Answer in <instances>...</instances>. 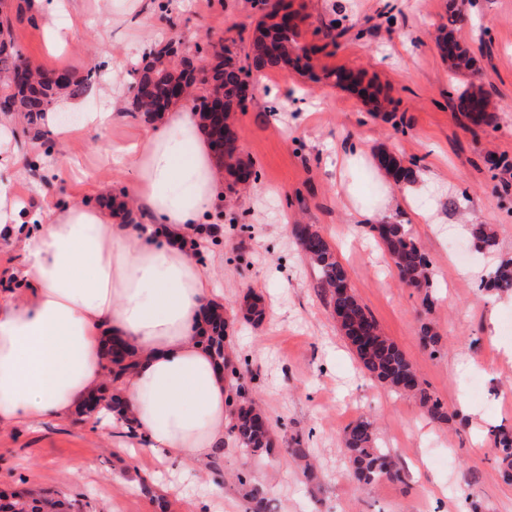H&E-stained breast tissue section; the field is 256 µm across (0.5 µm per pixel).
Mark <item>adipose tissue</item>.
I'll return each mask as SVG.
<instances>
[{"mask_svg": "<svg viewBox=\"0 0 512 512\" xmlns=\"http://www.w3.org/2000/svg\"><path fill=\"white\" fill-rule=\"evenodd\" d=\"M111 155L143 226L113 223L110 209L83 201L26 225L0 183V236L19 247L22 286L0 294V427L73 419L103 384L117 338L135 360L116 383L134 426L121 450L203 465L223 453L229 422L226 377L200 341L204 307L223 300L199 259L200 226L221 215L224 181L187 103ZM155 220L167 226L160 244Z\"/></svg>", "mask_w": 512, "mask_h": 512, "instance_id": "obj_1", "label": "adipose tissue"}]
</instances>
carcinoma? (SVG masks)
Returning a JSON list of instances; mask_svg holds the SVG:
<instances>
[{
	"instance_id": "obj_1",
	"label": "carcinoma",
	"mask_w": 512,
	"mask_h": 512,
	"mask_svg": "<svg viewBox=\"0 0 512 512\" xmlns=\"http://www.w3.org/2000/svg\"><path fill=\"white\" fill-rule=\"evenodd\" d=\"M270 8V12L261 15L257 22L250 53L246 54L248 65L227 60L224 53L216 51L211 63V79H198L194 70L178 62L176 48L180 38L170 37L165 43L154 44L134 67L136 83L146 89V93L133 100V109L145 119L152 121L162 117L171 102H162L171 85H183L191 99L196 101L199 111H204L209 95V82L213 81L224 89V157L227 165L224 171L233 178V184L246 182L252 178L253 171L238 154L237 138L230 127L231 113L244 108L248 98L245 78L250 72H272L288 67L298 69L308 67L302 60L308 59V49L301 44L302 32L299 26L285 28L278 22L280 11L291 8V4L279 0H261ZM0 99L10 102L8 117H18L31 127L40 126L43 113L52 110L51 104L62 95L76 96L92 83L94 72L88 71L85 78L75 81L72 73L61 70L64 79L54 84L43 80V72L33 68L32 80L20 85L16 74L22 63V54L11 37V19H0ZM373 84H363L358 80L354 88L364 92V97L372 102L370 111L382 112L388 96L377 97L372 93ZM377 159L385 174L398 183H410L415 179L413 168L390 152L381 150ZM370 230L389 255L399 278L407 285L417 288L432 287V267L428 254L414 239L410 230L403 224H372ZM293 232L298 246L312 267L316 270L313 285L326 306L337 315V323L343 336L349 342L357 360L368 375L397 393L416 397L427 415L438 422L448 421V412L442 402L432 396L422 386L417 373L405 353L392 341L382 335L378 323L358 301L344 266L337 260L329 242L312 224H296ZM470 234L480 249L492 251L496 246L493 231L485 224H473ZM486 289H512V258L500 262L490 280L484 284ZM241 312L243 317L259 321L263 309L254 296L245 298ZM207 346L215 358L224 366L230 379L228 408L230 415L229 432L240 449L249 455H270L276 447L272 425L265 413L253 402L245 399V393L237 381L239 370L235 360L228 352L226 343V323L213 315L205 320ZM421 340L431 352L438 351L441 337L434 328L424 323L420 329ZM133 366L128 354H120L112 359L111 379L115 380L127 374ZM106 405L114 413L116 422L124 424L127 416L119 393L94 397L91 407ZM499 450L498 461L505 477L512 476V430L497 426L488 429ZM343 446L357 482L363 486L372 485L386 478L392 481H405L403 469L393 462L389 452L377 444L373 424L364 419L348 427L343 436ZM288 455L311 471L309 449L302 437L295 436L286 448ZM251 504V512H268L266 492L252 487L245 493ZM0 512H82L79 501L67 503L48 496L12 499L0 504Z\"/></svg>"
}]
</instances>
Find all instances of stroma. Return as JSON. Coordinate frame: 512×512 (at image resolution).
<instances>
[{"mask_svg": "<svg viewBox=\"0 0 512 512\" xmlns=\"http://www.w3.org/2000/svg\"><path fill=\"white\" fill-rule=\"evenodd\" d=\"M20 0H6L16 47L46 71L69 68L84 77L97 67L96 95L80 94L82 111L64 110L76 126L81 112L108 106L121 93L114 85L117 59L139 56L171 33L191 41L224 40L237 57L249 49L257 0H69V15L84 22L75 38L49 46L45 19H16ZM307 20L304 41L320 46L313 55V82L294 70L265 74L256 82L234 127L242 156L259 173L247 189L224 194V235L210 242L230 322V347L243 368L247 397L269 417L281 450L272 456L244 455L225 440L219 460L229 481L208 469L174 468L149 453L116 451L122 429L98 432L90 418L68 424L0 428V492L52 490L86 503V512H186L209 501L214 512H250L238 475L261 484L270 512H512V481L504 480L490 427L512 428V363L503 346L512 334V296L481 289L479 280L459 278L460 266L489 268L512 258V0H293ZM155 12L158 25L144 33L127 22L132 12ZM456 12L454 37L473 59L457 75L435 37ZM348 32L334 45L325 34L332 22ZM354 69L377 78L394 100V121L372 115L352 92L333 87L325 72ZM480 85L497 109L483 121L460 111V84ZM136 113L91 133H73L65 143L43 148L35 129L12 126L0 147V179L11 181L24 211L60 207L72 200L97 203L130 188L117 177L106 150L139 132ZM357 153L330 163L333 147ZM385 149L415 172L434 171L416 204L436 207L434 229L414 230L436 273L431 292L405 286L369 227L382 219L407 221L400 189L381 174L375 152ZM24 171H17L15 158ZM316 225L347 269L359 302L385 336L411 361L429 393L441 399L448 419L428 418L412 398L387 390L358 364L335 318L313 287L316 273L300 252L292 229ZM453 224H488L498 250H479ZM468 252L459 264L449 240ZM261 296L262 324L245 321L239 309L247 293ZM433 305L424 308V296ZM441 337L438 352L425 348L422 324ZM473 363L464 367L461 356ZM467 396L471 411L458 405ZM374 421L383 447L407 471L405 482L387 479L359 488L342 445L344 430L359 417ZM302 436L315 465L307 480L286 452ZM78 475H69L70 467Z\"/></svg>", "mask_w": 512, "mask_h": 512, "instance_id": "stroma-1", "label": "stroma"}]
</instances>
